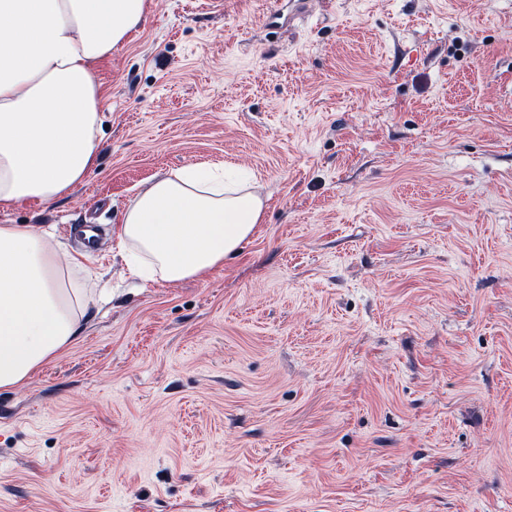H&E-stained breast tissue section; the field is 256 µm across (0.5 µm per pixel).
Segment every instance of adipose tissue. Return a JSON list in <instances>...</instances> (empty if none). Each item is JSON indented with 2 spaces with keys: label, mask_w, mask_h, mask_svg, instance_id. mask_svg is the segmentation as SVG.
I'll use <instances>...</instances> for the list:
<instances>
[{
  "label": "adipose tissue",
  "mask_w": 512,
  "mask_h": 512,
  "mask_svg": "<svg viewBox=\"0 0 512 512\" xmlns=\"http://www.w3.org/2000/svg\"><path fill=\"white\" fill-rule=\"evenodd\" d=\"M149 0H0V209L67 195L93 169L103 94L96 62L143 23ZM262 197L204 166L155 177L117 247L130 276L204 278L261 224ZM53 232L0 224V389L78 341L88 300Z\"/></svg>",
  "instance_id": "ef3b65f1"
}]
</instances>
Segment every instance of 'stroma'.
Returning a JSON list of instances; mask_svg holds the SVG:
<instances>
[{"label":"stroma","mask_w":512,"mask_h":512,"mask_svg":"<svg viewBox=\"0 0 512 512\" xmlns=\"http://www.w3.org/2000/svg\"><path fill=\"white\" fill-rule=\"evenodd\" d=\"M38 224L109 286L0 391V512H512V0H153ZM229 164L262 224L143 286L138 191Z\"/></svg>","instance_id":"stroma-1"}]
</instances>
